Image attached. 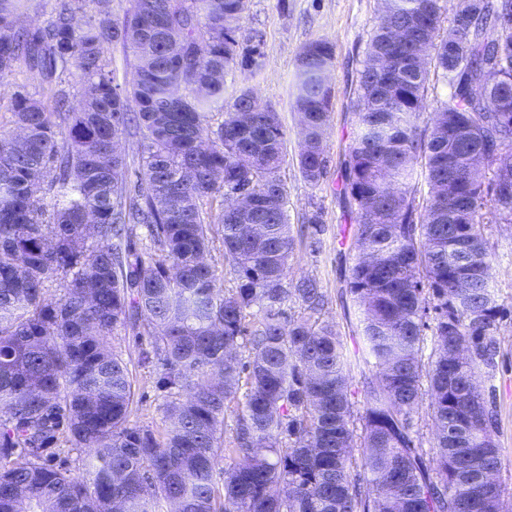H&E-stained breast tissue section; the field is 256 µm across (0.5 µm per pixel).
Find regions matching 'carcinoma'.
I'll list each match as a JSON object with an SVG mask.
<instances>
[{
    "mask_svg": "<svg viewBox=\"0 0 512 512\" xmlns=\"http://www.w3.org/2000/svg\"><path fill=\"white\" fill-rule=\"evenodd\" d=\"M29 2L0 0V76L23 64L42 85L41 97L14 99L24 136L0 135V512H153L158 498L171 512H506L505 488L491 501L477 483L501 468V449L493 408L469 387L490 363L501 310L486 230L512 224V195L498 189L512 174V112L498 111L512 91V26L502 27L512 0H468L443 35L441 0H381L344 187L356 211L359 359L320 320L328 301L316 280L284 286L294 239L276 175L279 114L241 124L249 88L224 106V73L263 65L261 45L239 47L241 0H130L119 25L112 0H55L46 20L23 25ZM413 17L430 45L421 60L416 32L389 40ZM173 30L178 59L167 54ZM118 37L138 60L127 89L107 58ZM303 52L313 63L296 66L299 167L317 183L333 95L316 69L334 49L316 40ZM432 67L449 95L422 128ZM73 68L79 110L66 108ZM215 110L224 119L205 137ZM132 129L146 151L130 183L112 140ZM466 147L484 161L457 187L448 161L465 163ZM241 189L264 203L260 236L224 214V193ZM129 224L145 226L157 252L123 243ZM463 238L484 250L480 275ZM217 240L237 275L227 292L204 261ZM126 324L153 338L141 361L160 366L169 397L158 436L127 426L130 373L108 342ZM360 362L375 374L356 420L349 380ZM425 395L430 452L412 433ZM62 437L95 449L91 483L41 462Z\"/></svg>",
    "mask_w": 512,
    "mask_h": 512,
    "instance_id": "cac0c4a2",
    "label": "carcinoma"
}]
</instances>
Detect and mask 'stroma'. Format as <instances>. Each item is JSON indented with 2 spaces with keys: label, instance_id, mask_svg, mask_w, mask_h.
<instances>
[{
  "label": "stroma",
  "instance_id": "stroma-1",
  "mask_svg": "<svg viewBox=\"0 0 512 512\" xmlns=\"http://www.w3.org/2000/svg\"><path fill=\"white\" fill-rule=\"evenodd\" d=\"M379 0H246L239 37L259 32L263 37V66L257 73L234 70L224 78L225 100L244 87L278 112L285 130L283 161L278 175L288 197V222L294 238L287 287L301 279H316L328 296L323 320L333 322L347 348H361V311L348 286L350 268L358 254L355 213L341 188L349 147L356 135L357 72L377 22ZM325 39L335 47L331 70L333 109L327 130L328 164L318 183L307 181L299 168L302 140L293 108L296 57L311 41ZM37 94L39 79L28 69L0 78V133H12L11 103L16 92ZM496 269L492 291L504 310L494 336L490 363L481 370L480 386L498 420L497 444L502 452L499 478L512 489V224L487 230ZM150 337L144 326L117 327L110 338L113 352L127 363L133 378L129 424L156 432L164 427L166 393L158 383L160 371L139 361ZM50 467L91 481L96 463L92 449L64 443L42 454Z\"/></svg>",
  "mask_w": 512,
  "mask_h": 512
}]
</instances>
